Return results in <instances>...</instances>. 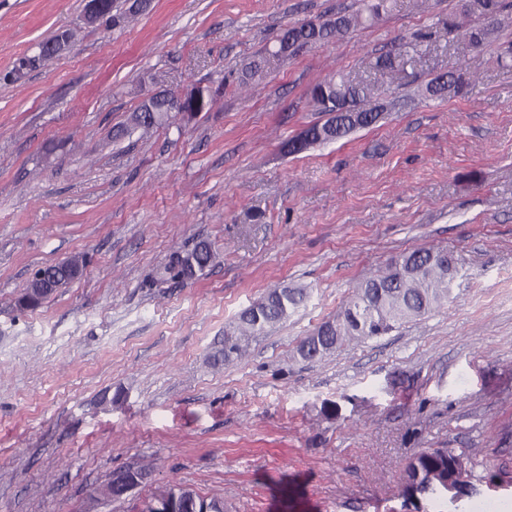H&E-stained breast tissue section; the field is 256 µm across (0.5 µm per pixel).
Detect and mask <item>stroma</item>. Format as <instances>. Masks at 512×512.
Masks as SVG:
<instances>
[{"instance_id": "obj_1", "label": "stroma", "mask_w": 512, "mask_h": 512, "mask_svg": "<svg viewBox=\"0 0 512 512\" xmlns=\"http://www.w3.org/2000/svg\"><path fill=\"white\" fill-rule=\"evenodd\" d=\"M83 20L84 0H0V512H143L173 484L232 512H512V26L477 48L438 21L457 0H391L372 27L243 66L286 25L362 0H151ZM73 34L57 56L39 46ZM408 54L394 71L377 56ZM33 59L19 79L18 58ZM344 70L380 117L293 154L325 121L310 88ZM473 71L458 97L425 87ZM209 90L188 123L143 131L154 90ZM204 273L151 283L198 243ZM452 253L447 306L315 361L297 347L371 273ZM84 256L40 307L41 268ZM305 308L242 358L224 327L273 286ZM466 454L480 492L407 497V461ZM152 465L118 501L90 496ZM281 58L277 54L273 53L272 50L267 49L265 52L257 55L254 59H252L243 69L241 79L242 84L248 83L249 80H259L263 77L265 72H267V68L270 65L271 59Z\"/></svg>"}]
</instances>
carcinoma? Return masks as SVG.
<instances>
[{
  "label": "carcinoma",
  "mask_w": 512,
  "mask_h": 512,
  "mask_svg": "<svg viewBox=\"0 0 512 512\" xmlns=\"http://www.w3.org/2000/svg\"><path fill=\"white\" fill-rule=\"evenodd\" d=\"M388 10V0H368L362 12L343 13L315 28L304 21L283 29L279 41H288V55L318 43L339 38L360 27L377 23ZM512 15V0H459L456 12L444 19L448 33L466 28L469 42L482 47L499 32L505 19ZM277 54L268 49L257 55L243 69L241 82L263 77ZM375 88L339 72L329 74L310 90V97L317 111L331 114L325 122L309 126L301 138L302 146L336 142L354 131L346 122L348 112H367L371 121L377 120L374 109L367 103ZM172 95L158 94L141 102L132 113L137 128L145 131L168 127L173 123L169 112ZM212 252L200 244L189 254H174L160 272L164 281H176L192 276L209 266ZM79 255L57 265L47 267L43 273L61 287L72 280L73 269L82 265ZM448 264L445 253L431 248H418L392 263L386 271L373 274L357 285L351 296L342 304L336 315L315 328L298 347L299 356L308 361L322 358L346 344L362 342L384 336L399 325L424 317L448 303ZM310 298L309 289L303 287H274L224 327V361L230 362L245 354L251 340L270 333L287 321ZM456 457L449 448L425 449L405 466V493L412 489L437 494L439 484L448 478ZM100 491L118 499L124 494L123 471L112 473V482ZM167 495L177 500L178 512H230L222 499L207 500L187 487L160 489L153 497Z\"/></svg>",
  "instance_id": "obj_1"
}]
</instances>
